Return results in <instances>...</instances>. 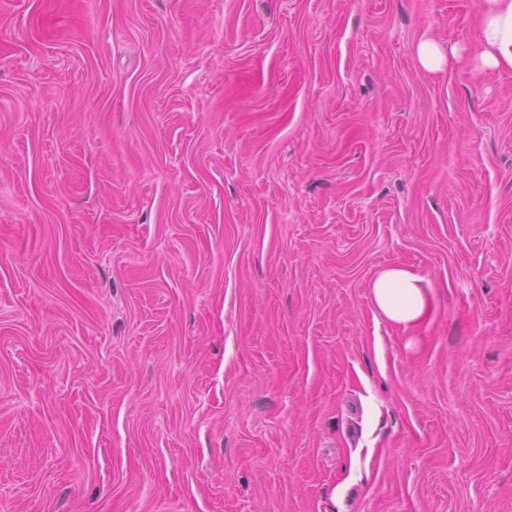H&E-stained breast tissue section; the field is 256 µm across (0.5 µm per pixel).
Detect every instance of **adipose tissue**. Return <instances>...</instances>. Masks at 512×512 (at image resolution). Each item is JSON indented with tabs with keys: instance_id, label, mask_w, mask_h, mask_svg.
<instances>
[{
	"instance_id": "adipose-tissue-1",
	"label": "adipose tissue",
	"mask_w": 512,
	"mask_h": 512,
	"mask_svg": "<svg viewBox=\"0 0 512 512\" xmlns=\"http://www.w3.org/2000/svg\"><path fill=\"white\" fill-rule=\"evenodd\" d=\"M481 43L483 63L512 68V0H485ZM422 283L419 274L391 267L376 274L370 293L375 307L388 321L407 326L419 321L426 311Z\"/></svg>"
}]
</instances>
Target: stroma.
<instances>
[{
	"instance_id": "1",
	"label": "stroma",
	"mask_w": 512,
	"mask_h": 512,
	"mask_svg": "<svg viewBox=\"0 0 512 512\" xmlns=\"http://www.w3.org/2000/svg\"><path fill=\"white\" fill-rule=\"evenodd\" d=\"M483 2L0 0V512H512ZM420 63L426 69H436L444 62L445 55L438 44L433 41H422L417 47ZM423 282L419 274L397 266L377 273L369 288L375 307L388 321L408 326L425 314Z\"/></svg>"
}]
</instances>
